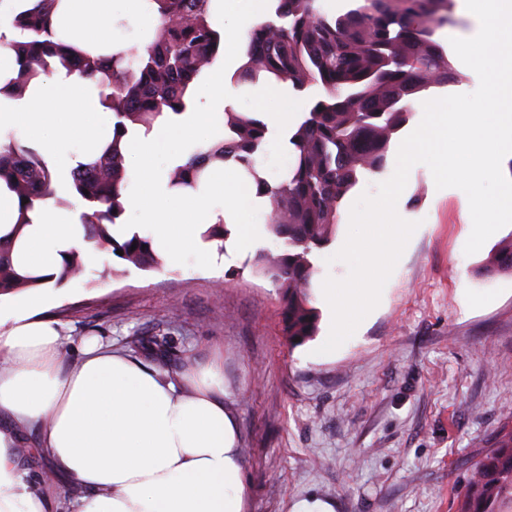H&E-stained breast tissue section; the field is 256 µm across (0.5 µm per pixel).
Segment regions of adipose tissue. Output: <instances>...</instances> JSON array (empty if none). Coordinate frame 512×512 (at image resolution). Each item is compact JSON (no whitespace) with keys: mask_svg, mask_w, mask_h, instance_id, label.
I'll use <instances>...</instances> for the list:
<instances>
[{"mask_svg":"<svg viewBox=\"0 0 512 512\" xmlns=\"http://www.w3.org/2000/svg\"><path fill=\"white\" fill-rule=\"evenodd\" d=\"M38 2L0 0V85L18 69L8 47L22 38L14 18ZM123 20L149 41L156 0H59L52 28L56 39L108 57L128 44L116 33ZM113 122L95 81L63 68L23 96L0 94V146L38 150L61 191L106 144ZM85 210L76 199L68 209L48 201L23 212L0 187V236L15 238L17 271L55 273L74 248L97 262L100 252L82 236ZM63 353L60 324L38 310L25 306L0 321V512H52L18 452L30 427L54 473L87 490L72 512H244L240 430L224 400L221 358L174 374L95 336L70 366Z\"/></svg>","mask_w":512,"mask_h":512,"instance_id":"ef3b65f1","label":"adipose tissue"}]
</instances>
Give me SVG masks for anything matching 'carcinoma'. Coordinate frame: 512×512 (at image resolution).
I'll list each match as a JSON object with an SVG mask.
<instances>
[{
	"label": "carcinoma",
	"instance_id": "obj_1",
	"mask_svg": "<svg viewBox=\"0 0 512 512\" xmlns=\"http://www.w3.org/2000/svg\"><path fill=\"white\" fill-rule=\"evenodd\" d=\"M57 0H39L37 9L22 11L15 25L29 39L8 44L19 70L0 87V94L20 96L31 81L57 65L97 82L100 103L116 119L112 140L88 166L72 175L69 194L80 197L91 213L82 221L83 237L100 250L117 255L137 269L160 264L148 238L133 233L122 241L112 235L125 212L122 190L128 183L124 138L128 131L151 129L168 112L180 114L190 105V92L224 50L222 33L211 21V0H155L160 22L144 50L131 47L112 59L93 57L54 40L51 16ZM271 13L250 31L240 84L287 85L303 92L316 85L321 96L303 120L288 131V169L270 182L258 166L257 154L266 125L250 112L224 110V138L168 171L169 187L197 193L208 167L233 161L258 198H268L270 231L284 239L281 254L261 253L254 271L283 289V331L289 339H305L317 330L310 305L314 250L336 233L339 209L362 175L385 167L394 136L408 123L415 106L431 89L456 80L438 28L451 20L454 0H355L354 8L329 17L317 0H270ZM28 202V211L58 194L55 178L32 149L7 145L0 149V184ZM230 235L223 219L203 233L218 242ZM489 272L512 271V240L504 241ZM86 272L79 253L62 261L49 275L63 284ZM42 278L20 275L12 246L0 241V295L39 285ZM512 495V418L504 421L465 490L456 512H495L504 495Z\"/></svg>",
	"mask_w": 512,
	"mask_h": 512
}]
</instances>
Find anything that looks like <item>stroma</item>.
Instances as JSON below:
<instances>
[{
    "label": "stroma",
    "instance_id": "1",
    "mask_svg": "<svg viewBox=\"0 0 512 512\" xmlns=\"http://www.w3.org/2000/svg\"><path fill=\"white\" fill-rule=\"evenodd\" d=\"M419 227L361 337L335 359L283 332L282 290L255 276L233 240L215 265L126 266L103 253L83 278L44 289L66 359L97 336L140 353L167 341L171 364L224 357L241 430L246 512H290L299 497L335 512H452L478 454L512 415V271L488 273L508 225L475 254L469 203L414 165L400 196Z\"/></svg>",
    "mask_w": 512,
    "mask_h": 512
}]
</instances>
